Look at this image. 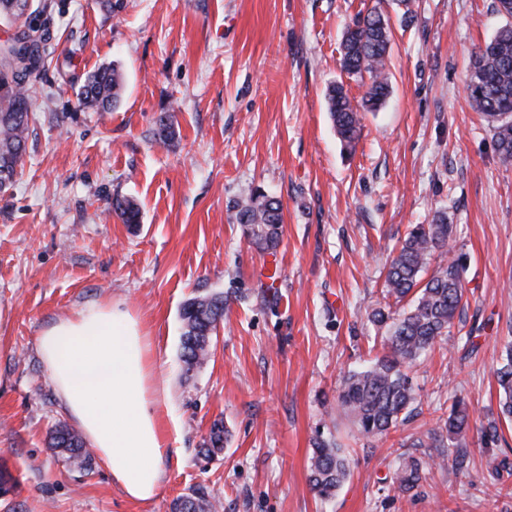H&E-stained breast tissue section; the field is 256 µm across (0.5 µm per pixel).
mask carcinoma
Returning <instances> with one entry per match:
<instances>
[{"instance_id": "cac0c4a2", "label": "carcinoma", "mask_w": 512, "mask_h": 512, "mask_svg": "<svg viewBox=\"0 0 512 512\" xmlns=\"http://www.w3.org/2000/svg\"><path fill=\"white\" fill-rule=\"evenodd\" d=\"M496 11L509 18L496 33L472 53L467 78L470 99L493 139L500 156L512 161V0H495ZM30 49L24 45L0 56V169L15 174L26 150L30 113L24 93L31 74L44 59L42 36ZM391 48V30L385 15L372 9L359 13L346 25L341 38V69L351 78H369L360 106H354L343 84L327 89L328 112L336 135L346 149L355 146L361 136L363 112L383 106L392 92L386 61ZM122 75L118 68L99 67L80 86L78 102L85 108L110 112L120 98ZM116 215L126 224H137L140 211L130 199L112 204ZM236 223L261 250H272L279 242L283 223L282 204L260 189L250 190L246 201L236 206ZM453 225L448 212L435 211L431 223L415 224L400 245L392 249L385 279L386 307L373 310L370 321L385 331L386 352L367 367L349 372L342 381L339 405L351 417L359 433L366 437L384 435L397 426L416 399L407 369L435 346L455 347L452 329L462 322L466 302L464 252L448 254ZM433 273L423 278L428 270ZM184 323L182 359L187 369L204 364L210 356V340L224 318V294L215 293L188 300L181 312ZM500 414L512 418V346L505 362L496 370ZM467 404L458 399L448 413V447H462L471 427ZM52 447L69 453L74 463L89 467L92 458L81 437L61 426L52 437ZM202 453L217 457L224 452V424L213 423ZM427 463L410 458L395 473L402 491L418 487ZM349 461L333 442L316 441L309 469L311 490L320 499L336 495L345 483ZM214 498L198 486L177 497L171 512H215Z\"/></svg>"}]
</instances>
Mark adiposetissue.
Wrapping results in <instances>:
<instances>
[{
    "label": "adipose tissue",
    "mask_w": 512,
    "mask_h": 512,
    "mask_svg": "<svg viewBox=\"0 0 512 512\" xmlns=\"http://www.w3.org/2000/svg\"><path fill=\"white\" fill-rule=\"evenodd\" d=\"M38 349L60 406L113 483L131 500L154 499L175 440L165 427L173 412L138 316L122 302H94L44 329Z\"/></svg>",
    "instance_id": "obj_1"
}]
</instances>
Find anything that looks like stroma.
Listing matches in <instances>:
<instances>
[{"mask_svg":"<svg viewBox=\"0 0 512 512\" xmlns=\"http://www.w3.org/2000/svg\"><path fill=\"white\" fill-rule=\"evenodd\" d=\"M34 0L48 54L29 80L34 129L0 189V458L17 484L0 512H170L203 486L217 512H512V422L499 418L495 371L512 342V163L499 155L466 90L472 52L503 24L494 0ZM389 19L392 94L365 113L343 152L325 94L366 84L340 67L357 12ZM115 64L118 106L94 112L76 91ZM172 138L157 134L160 119ZM283 204L282 234L262 252L233 221L249 190ZM134 199L136 224L114 213ZM448 212L468 256L463 323L475 351H432L411 368L412 415L359 436L338 407L342 376L381 355L370 322L386 261L410 225ZM220 293L224 320L207 362L181 359V309ZM139 316L178 426L154 500L127 499L99 464L67 463L48 444L69 418L37 338L102 300ZM499 438L466 437L458 474L443 448L416 446L454 397ZM223 420L224 454L200 451ZM350 459L324 501L308 482L316 439ZM426 462L418 489L394 472Z\"/></svg>","mask_w":512,"mask_h":512,"instance_id":"obj_1","label":"stroma"}]
</instances>
